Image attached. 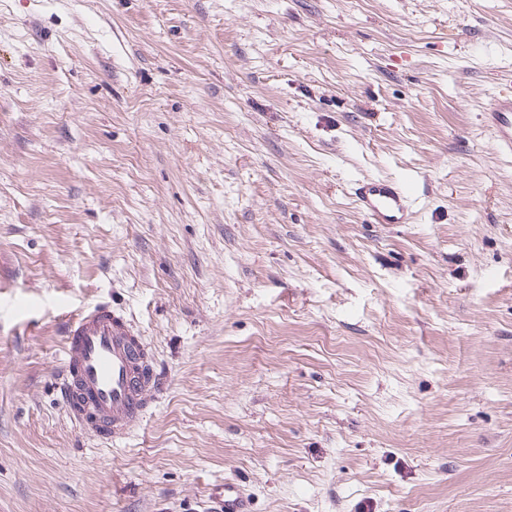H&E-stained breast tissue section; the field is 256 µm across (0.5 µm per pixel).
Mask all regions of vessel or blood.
I'll use <instances>...</instances> for the list:
<instances>
[{"label": "vessel or blood", "mask_w": 512, "mask_h": 512, "mask_svg": "<svg viewBox=\"0 0 512 512\" xmlns=\"http://www.w3.org/2000/svg\"><path fill=\"white\" fill-rule=\"evenodd\" d=\"M501 152L512 154V95L493 97L482 114ZM359 208L376 224L410 223L416 185L382 177L358 182ZM158 387V373L132 323L107 303L64 320L63 366L56 392L80 429L115 442L139 426Z\"/></svg>", "instance_id": "vessel-or-blood-1"}]
</instances>
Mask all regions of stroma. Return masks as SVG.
Returning a JSON list of instances; mask_svg holds the SVG:
<instances>
[{
	"label": "stroma",
	"instance_id": "obj_1",
	"mask_svg": "<svg viewBox=\"0 0 512 512\" xmlns=\"http://www.w3.org/2000/svg\"><path fill=\"white\" fill-rule=\"evenodd\" d=\"M502 91L512 0H0V512H512ZM96 302L163 382L117 444L54 395ZM482 122L494 132L499 150L512 155V95L491 98ZM354 195L359 208L373 224H408L420 192L411 183L400 184L394 179L369 177L356 184Z\"/></svg>",
	"mask_w": 512,
	"mask_h": 512
}]
</instances>
